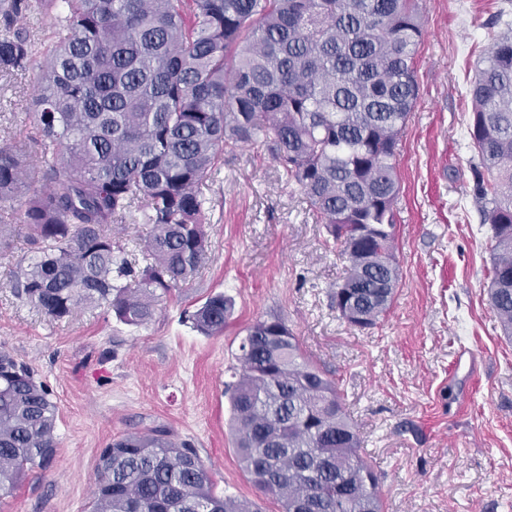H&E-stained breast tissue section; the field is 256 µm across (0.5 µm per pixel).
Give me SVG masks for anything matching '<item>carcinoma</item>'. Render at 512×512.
I'll list each match as a JSON object with an SVG mask.
<instances>
[{"mask_svg":"<svg viewBox=\"0 0 512 512\" xmlns=\"http://www.w3.org/2000/svg\"><path fill=\"white\" fill-rule=\"evenodd\" d=\"M53 21L37 42L23 21ZM470 85V194L489 225L490 307L512 336V25ZM420 0H0V72L39 68L26 107L40 165L0 145V210H18L34 256L16 296L54 320L81 306L150 323L209 252L203 187L224 151L262 142L342 247L343 283L374 326L398 281L396 150L418 97ZM42 182L39 190L32 189ZM150 225L135 243L105 233ZM231 297L190 316L224 333ZM230 428L242 470L282 512H383L380 478L336 382L279 317L245 329ZM58 409L0 350V493L57 454ZM91 512H261L214 490L194 448L163 427L99 454Z\"/></svg>","mask_w":512,"mask_h":512,"instance_id":"cac0c4a2","label":"carcinoma"}]
</instances>
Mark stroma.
Returning <instances> with one entry per match:
<instances>
[{
  "label": "stroma",
  "instance_id": "stroma-1",
  "mask_svg": "<svg viewBox=\"0 0 512 512\" xmlns=\"http://www.w3.org/2000/svg\"><path fill=\"white\" fill-rule=\"evenodd\" d=\"M419 97L400 139L395 258L387 314L359 329L332 293L346 274L307 199L262 144L224 154L205 188L211 248L141 328L81 308L56 321L13 294L31 249L18 224L0 249V348L25 362L58 407L57 456L0 512H91L98 455L153 426L192 444L218 494L281 512L242 470L224 384L247 326L282 317L333 379L380 473L385 512H512V337L488 302L490 230L469 195V83L512 22V0H423ZM38 69L0 76V143L27 134ZM235 309L223 334L187 316L214 293Z\"/></svg>",
  "mask_w": 512,
  "mask_h": 512
}]
</instances>
